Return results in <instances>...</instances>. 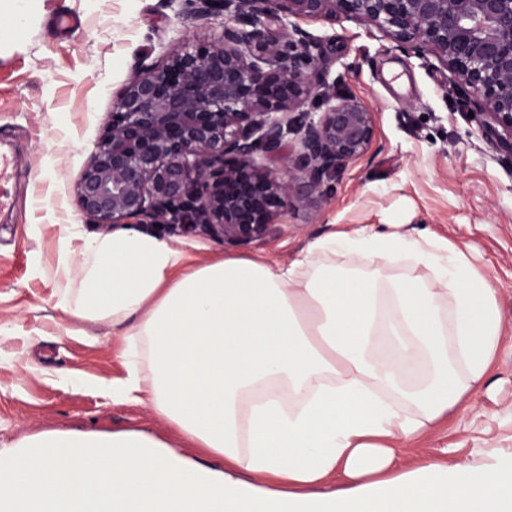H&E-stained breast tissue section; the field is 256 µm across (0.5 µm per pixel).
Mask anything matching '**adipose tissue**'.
Wrapping results in <instances>:
<instances>
[{"mask_svg": "<svg viewBox=\"0 0 512 512\" xmlns=\"http://www.w3.org/2000/svg\"><path fill=\"white\" fill-rule=\"evenodd\" d=\"M40 277L59 338L111 326L123 372L100 395L165 430L0 442V512H512V448L414 445L512 347L469 246L362 225L282 265L63 224Z\"/></svg>", "mask_w": 512, "mask_h": 512, "instance_id": "ef3b65f1", "label": "adipose tissue"}]
</instances>
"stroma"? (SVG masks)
Masks as SVG:
<instances>
[{"mask_svg": "<svg viewBox=\"0 0 512 512\" xmlns=\"http://www.w3.org/2000/svg\"><path fill=\"white\" fill-rule=\"evenodd\" d=\"M34 2L22 30L0 14V139L17 157L14 207L0 218V441L54 427L159 432L163 426L147 407L113 404L93 387L122 372L110 326L89 327L98 339L93 346L56 341L52 289L37 269L54 259L59 225L95 229L78 207L75 185L135 60L162 61L177 42L213 40L221 26L192 27L160 0ZM59 15L83 24L52 26ZM307 28L322 44L327 80L373 109L376 138L337 180L319 218L286 215L241 252L285 264L327 232L398 217L477 252L512 330V159L493 153L478 119L450 101L446 71L352 20ZM29 336L40 342L22 365L13 353ZM66 375L86 383L63 385ZM489 442L512 444L511 355L503 357L494 387L471 396L466 416L449 418L420 445L465 455Z\"/></svg>", "mask_w": 512, "mask_h": 512, "instance_id": "1", "label": "stroma"}]
</instances>
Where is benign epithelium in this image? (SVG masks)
Returning <instances> with one entry per match:
<instances>
[{"label": "benign epithelium", "instance_id": "1", "mask_svg": "<svg viewBox=\"0 0 512 512\" xmlns=\"http://www.w3.org/2000/svg\"><path fill=\"white\" fill-rule=\"evenodd\" d=\"M187 21L224 17L216 43L142 57L75 187L96 224L178 226L224 244L290 212L321 215L337 177L375 138L371 108L326 80L300 21L375 28L448 71L492 150L512 157V0H165ZM310 99L320 112H303ZM297 135L287 145L289 133ZM281 159L288 177L258 163Z\"/></svg>", "mask_w": 512, "mask_h": 512}]
</instances>
